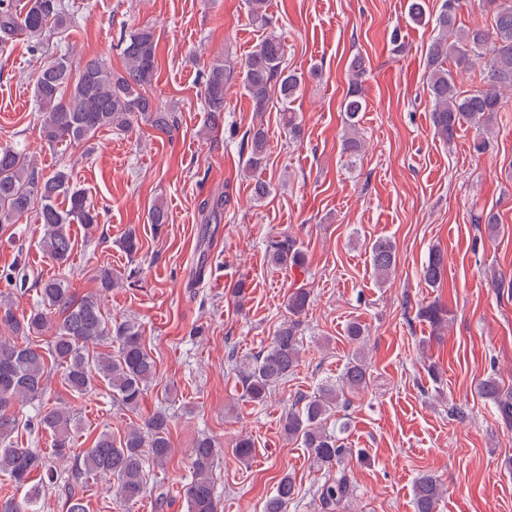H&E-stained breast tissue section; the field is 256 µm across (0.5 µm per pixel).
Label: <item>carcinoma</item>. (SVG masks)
<instances>
[{
	"instance_id": "cac0c4a2",
	"label": "carcinoma",
	"mask_w": 512,
	"mask_h": 512,
	"mask_svg": "<svg viewBox=\"0 0 512 512\" xmlns=\"http://www.w3.org/2000/svg\"><path fill=\"white\" fill-rule=\"evenodd\" d=\"M493 22L487 28L474 24L466 29L457 25L459 0H442L439 11L427 13V0H408L410 18L417 22L434 21L437 35L427 50V90L432 103L435 132L443 140L453 139L458 128H475L473 149L487 150L486 136L495 114L500 111L501 90L512 89V0H489ZM70 17L63 0H27L18 8L17 0H0V46L24 36L43 45L46 33L68 26ZM158 42L154 30L142 26L120 39L123 71L98 59L73 70L67 55L53 58L40 71L33 96L41 113L40 132L49 144H79L90 140L103 128L129 132L142 118L153 129L168 134L177 123L175 113L160 106L147 94L157 75ZM285 45L269 33L240 63L242 84L254 111H266L270 93L276 91L285 101L294 99L303 78L283 66ZM484 60L485 86L470 92L457 88L454 68H469ZM235 67L217 61L200 73V98L209 115V127L224 121V100ZM349 83L342 103L347 133L344 150L360 151L358 115L365 109L361 78L365 72L362 57L350 61ZM282 123L292 140L300 138L301 126L294 112L285 109ZM246 155L244 174L255 175L266 165L267 130L262 124L247 129L241 136ZM66 205H60V201ZM230 198L224 195L203 203L209 220H218ZM34 214L42 226L40 245L45 254L61 267L68 265L73 243L72 224H81L91 233L98 227L100 213L87 203L83 189L71 182L67 172L51 175L40 172L27 154L13 146H0V224H15ZM270 261L282 267H296L304 255L296 239L286 233L271 236L267 243ZM374 273L385 277L396 266L393 243L377 238L369 247ZM443 256L432 252L421 271L430 286L442 281ZM99 290L75 298L63 278L52 277L37 284V304L29 314L17 317L10 304L0 302V327L10 332L0 336V474L20 487H29L21 500L0 499V512H38L36 501L42 491L57 484V467L36 448L14 445L16 416L11 410L41 399L50 374L57 373L62 385L75 395L85 394L96 381L112 391V402L130 412L138 410L156 375V363L147 351L140 326L133 320L111 319L104 315L102 293L121 284L112 269L104 267L97 275ZM310 305V291L295 289L286 308L293 319L283 323L270 345L242 361L239 374L243 396L263 405L276 387L288 379L298 365L302 341L295 318ZM417 316L438 332L449 323V311L441 304H428ZM50 335L45 344L19 345L15 336L39 338ZM368 366L359 356L352 357L334 383L322 384L313 396L303 395L288 410L283 430L286 438L301 442L314 466L324 471V480L314 491L319 512H341L352 503L357 487L346 467L353 449L341 441L347 423L326 429V421L338 409L350 405L347 395L367 387ZM482 396L492 400L505 424L512 426V391H505L496 377H486L479 386ZM168 408L159 406L143 424L130 427L123 437L100 432L92 446L71 457L73 436L79 419L69 405L59 402L37 415V429L50 433L51 456L60 464L74 459L80 475H110L115 495L124 503H134L147 492L146 460L156 466L166 463L172 448ZM221 449L210 437L199 438L191 449L192 477L184 486L186 512H220L214 493L213 467ZM296 494L295 481L286 473L278 481L275 494L263 504V512H285ZM443 494L440 483L429 475L420 476L414 487L415 512H436Z\"/></svg>"
}]
</instances>
